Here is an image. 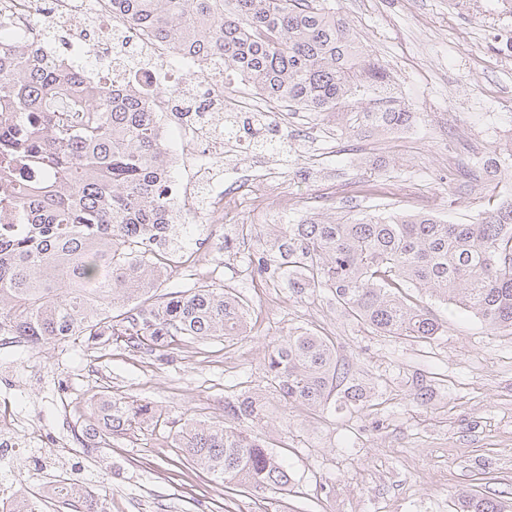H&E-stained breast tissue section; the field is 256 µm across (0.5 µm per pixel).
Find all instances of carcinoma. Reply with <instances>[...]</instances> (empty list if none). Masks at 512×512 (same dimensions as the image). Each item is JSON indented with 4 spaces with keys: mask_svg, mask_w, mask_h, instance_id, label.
Instances as JSON below:
<instances>
[{
    "mask_svg": "<svg viewBox=\"0 0 512 512\" xmlns=\"http://www.w3.org/2000/svg\"><path fill=\"white\" fill-rule=\"evenodd\" d=\"M112 18L146 33L181 59L224 58V81L248 83L271 102L345 113L347 129L399 130L409 120L391 77L366 60L358 37L328 0H110ZM112 88L100 75L0 34V188L29 235L0 240V336L34 347L84 340L153 353L177 341L246 332L248 302L207 280L158 294L175 264L193 262L166 245L177 212L163 168L156 93ZM371 98L374 108L361 103ZM489 181L512 175V151H493ZM241 234L251 272L270 288L328 290L348 316L377 333L426 341L442 322L415 289L479 319L512 329V199L450 224L433 214L365 213L272 224L253 242ZM269 389L285 402L320 405L345 375L332 339L292 332L268 355ZM269 404L248 395L226 416L259 422ZM94 446L156 417L148 403L107 397ZM192 465L214 481L256 492L281 490L288 469L247 430L189 419L173 433ZM455 512H507L468 490Z\"/></svg>",
    "mask_w": 512,
    "mask_h": 512,
    "instance_id": "1",
    "label": "carcinoma"
}]
</instances>
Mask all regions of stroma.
<instances>
[{
  "label": "stroma",
  "mask_w": 512,
  "mask_h": 512,
  "mask_svg": "<svg viewBox=\"0 0 512 512\" xmlns=\"http://www.w3.org/2000/svg\"><path fill=\"white\" fill-rule=\"evenodd\" d=\"M337 18L384 65L411 113L401 130H342L343 118L300 110L288 119V156L234 150L216 158L214 179L237 206L214 224L208 211L184 224H213L237 238L243 225L297 223L310 211H428L467 223L512 184L449 185L448 170H474L512 132V12L501 0H330ZM275 169L277 187H241L244 175ZM193 268L163 291L214 280L249 304L247 332L233 340L181 342L166 356L133 353L121 341L23 343L0 348V399L48 437L40 457L19 449L6 480L32 489L58 472L90 482L107 512H449L463 489L512 502V331L491 330L440 303L439 336L383 335L345 315L328 291L265 288L236 252L195 238ZM297 328L329 336L347 381L317 408L270 395L254 434L288 467L287 491L225 492L188 464L169 436L187 417L224 418L226 403L265 391L274 342ZM113 398L146 401L160 421L86 448L76 437L95 422L104 386Z\"/></svg>",
  "instance_id": "stroma-1"
}]
</instances>
